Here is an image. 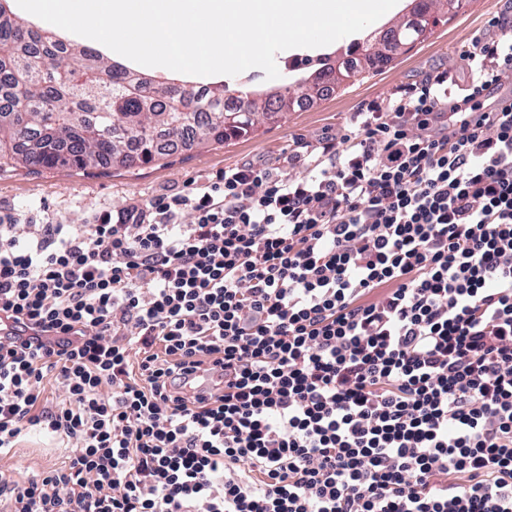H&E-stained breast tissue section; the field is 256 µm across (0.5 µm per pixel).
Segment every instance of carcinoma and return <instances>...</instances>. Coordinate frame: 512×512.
I'll return each mask as SVG.
<instances>
[{"label": "carcinoma", "instance_id": "obj_1", "mask_svg": "<svg viewBox=\"0 0 512 512\" xmlns=\"http://www.w3.org/2000/svg\"><path fill=\"white\" fill-rule=\"evenodd\" d=\"M345 56L346 74L377 73L392 60ZM335 87H309L291 101L286 84L264 99L248 98L246 88L231 96L224 84L147 94L135 71L0 12V164L27 163L33 152L50 169L148 164L181 140L224 144L251 135L262 119L282 118Z\"/></svg>", "mask_w": 512, "mask_h": 512}]
</instances>
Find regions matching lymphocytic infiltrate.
Listing matches in <instances>:
<instances>
[{
	"instance_id": "lymphocytic-infiltrate-1",
	"label": "lymphocytic infiltrate",
	"mask_w": 512,
	"mask_h": 512,
	"mask_svg": "<svg viewBox=\"0 0 512 512\" xmlns=\"http://www.w3.org/2000/svg\"><path fill=\"white\" fill-rule=\"evenodd\" d=\"M462 57L305 176L0 215V455L66 442L10 512H512V36Z\"/></svg>"
}]
</instances>
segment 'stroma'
<instances>
[{
	"label": "stroma",
	"mask_w": 512,
	"mask_h": 512,
	"mask_svg": "<svg viewBox=\"0 0 512 512\" xmlns=\"http://www.w3.org/2000/svg\"><path fill=\"white\" fill-rule=\"evenodd\" d=\"M496 16L512 21V0H471L466 11L438 26L432 37L383 71L358 74L326 100L288 113L282 120L264 122L248 137L184 149L158 163L132 168L52 170L38 164L0 168V211L13 214L23 224H38L47 217L79 225L87 223L95 211L142 206L189 184L208 183L224 168L243 163L305 175V168L287 162L297 144L320 146L350 127L365 103L397 100L435 71L448 72L450 98L463 97L473 75L463 67L460 51L473 33L500 36V29L489 24ZM60 446L54 437L23 436L12 452L0 456V471L16 476L47 471L59 464Z\"/></svg>",
	"instance_id": "35a3bbf8"
}]
</instances>
